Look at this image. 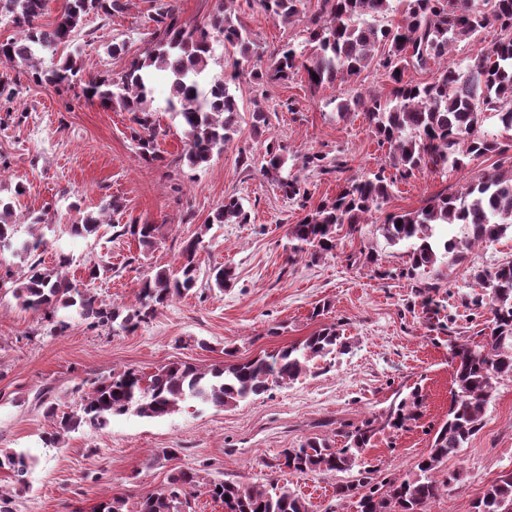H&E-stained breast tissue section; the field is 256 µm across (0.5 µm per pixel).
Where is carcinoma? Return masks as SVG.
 <instances>
[{
	"mask_svg": "<svg viewBox=\"0 0 512 512\" xmlns=\"http://www.w3.org/2000/svg\"><path fill=\"white\" fill-rule=\"evenodd\" d=\"M48 0H0V12L12 15L20 35L0 40V61L20 63L38 85L58 88L84 71L82 59L72 52L58 62L44 65L41 53L66 49L91 13L112 15L123 8L121 0H64L53 22L39 23ZM259 7L281 23L306 19L311 52L299 54L290 46L262 66L253 51L249 32L239 18L217 0L210 19L196 26L178 21L174 10L162 7L156 23L154 43L144 57L132 60L116 77L108 73L88 77L82 89L85 98L105 109L120 107L132 114L135 127L131 140L136 154L146 162L161 161L156 140V113H171L184 129L186 143L180 159L191 167L209 162L224 151L237 132L239 107L231 84L249 74L264 81H281L300 72L315 89L335 86L359 76L375 65L393 84L391 96L357 94L336 103L342 118L363 112L379 143L388 145V163L401 179L423 170L439 173L461 169L475 158L502 154L506 146L482 130L490 112L504 130H512V0H317L318 8L306 12V0H256ZM400 14L397 23L382 25L381 19ZM497 28L500 37L489 48H479L463 64L448 61L450 51L470 41L487 28ZM233 57V72L221 79L207 76L215 41ZM439 65L431 83L405 79L410 68ZM165 74L168 95L164 106H153L155 72ZM319 80H314V77ZM303 166L322 174L346 172L345 162H326L321 153H306ZM283 148L266 147L263 176L274 182L290 200H309L299 180L281 175ZM395 179L385 168L366 178H347L329 201H322L288 229L289 258L308 252L331 253L337 247V232L352 234L372 211L389 199ZM118 208L112 201L100 215H88L80 224L69 225L72 236L87 238L98 232L101 215ZM13 205L0 198V251L31 259L18 277L0 276V288L25 309L51 318L61 309H75L93 327L116 324L133 331L175 297L196 287L200 272L197 252L201 240L183 242L177 266L161 268L143 281L137 306H112L97 293L82 289L68 275L69 259L48 268L39 255L47 250L42 233L27 232L16 237L8 222ZM250 217L239 199L227 197L205 221L213 224H247ZM388 244H404L410 267L407 275L433 267L439 260L448 265L468 261L472 248L494 242L512 231V170L499 168L482 173L457 193L440 191L421 208L391 213L379 226ZM152 224H125L120 235H129L146 247L154 243ZM470 278L480 291L464 301L468 309L489 308L492 335L483 342L448 344L453 367L454 391L448 418L435 433L427 456L417 471L373 483L375 470L363 459L374 436L373 422L342 432L345 444L333 447L325 438L310 437L298 448H286L273 467L282 473L311 471L350 472L352 479L336 486V496L357 499V512H426L427 505L442 492L451 490L458 475L440 481L434 473L443 460L457 456L482 427L496 384L512 380V262L493 267H469ZM336 325H327L300 344L282 347L252 358L236 359V350L226 349L224 364L203 370L185 362H171L145 376L133 369L91 382L81 395L79 408L70 412L54 403L44 406L52 431L43 441L55 446L70 433L87 425L105 427L114 415L130 412L159 418L175 412L179 404L200 401L217 408H231L294 381L309 370V363L336 350H345ZM0 470L10 473L17 490L28 488L30 470L22 450L0 448ZM203 477L199 471L181 470L161 491L146 496L140 512H190L191 498ZM210 493L224 503V512H308L307 503L286 484L211 482ZM474 512H512V471L486 486L473 504Z\"/></svg>",
	"mask_w": 512,
	"mask_h": 512,
	"instance_id": "obj_1",
	"label": "carcinoma"
}]
</instances>
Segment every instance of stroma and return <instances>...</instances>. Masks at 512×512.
I'll return each instance as SVG.
<instances>
[{
	"mask_svg": "<svg viewBox=\"0 0 512 512\" xmlns=\"http://www.w3.org/2000/svg\"><path fill=\"white\" fill-rule=\"evenodd\" d=\"M124 2L125 10L112 16L88 15L71 46L92 72L117 74L142 57L152 45L161 4L191 26L207 22L216 5V0ZM233 8L263 62L289 44L306 49L305 22H276L255 0H235ZM115 42L126 47L117 58L107 52ZM24 71L21 64H0V76L21 82L13 102L0 99V157L6 160L0 198L12 201L10 221L19 236H26L31 214H44L40 230L50 242L41 255L45 266L67 255L70 276L82 281L86 266L99 264L94 292L112 305L132 307L143 279L176 265L183 241L198 235L203 276L196 288L132 332L92 328L73 316L61 334L0 289V448L21 449L35 459L29 491L15 492L8 473L0 472V489L15 495L14 512H93L112 496L123 498L122 512H139L143 498L166 486L172 474L201 466L215 481L264 483L275 478L273 463L283 449L382 420L416 390L421 398L413 419L380 430L365 452L376 480L413 471L448 417L449 340H481L491 325L487 310L462 304L473 292L465 267L444 263L427 273L439 285L441 309L436 320L426 321L414 282L405 275V247L387 244L378 226L386 214L417 210L431 195L460 190L494 166L512 168V150L472 160L460 170H424L396 181L381 210L354 234H340L335 253L306 254L292 263L287 232L305 210L261 176L257 164L269 143L284 146L283 173L300 180L313 206L334 198L342 183L335 175L302 168V154L344 160L352 177L375 172L387 147L379 144L364 113L339 117L329 100L360 92L389 95L392 84L383 71L371 67L318 90L310 89L301 73L264 85L240 79L232 86L240 109L237 131L222 153L198 167L180 162L183 132L169 113L158 114L162 159L148 163L135 152L130 113L88 101L80 82L59 94L34 84ZM258 108L268 116L261 129L252 125ZM242 152L252 155L254 168L239 165ZM20 183L26 191L19 196ZM231 195L243 203L249 223L216 224L201 232L207 216ZM112 200L120 209L96 236L69 235L70 224ZM132 221L156 225L153 246L117 236V226ZM371 252L378 263L368 262ZM215 266L231 270L229 287L207 282L205 274ZM323 303L327 312L314 316V307ZM332 323L347 337L348 353L315 362L298 380L254 400L226 409L188 402L156 419L129 413L112 417L103 429L72 433L55 447L41 440L51 424L39 396L71 411L80 403L75 388L83 381L127 368L150 375L177 360L207 369L223 363L225 349L252 357L301 342ZM164 448L178 449V457L160 458ZM510 470L512 381L506 380L495 388L483 428L458 456L440 465L439 478L454 472L459 480L451 493L429 503L427 512H472L484 487ZM349 479L345 472L322 471L284 477L310 512H357L355 500L335 494Z\"/></svg>",
	"mask_w": 512,
	"mask_h": 512,
	"instance_id": "stroma-1",
	"label": "stroma"
}]
</instances>
